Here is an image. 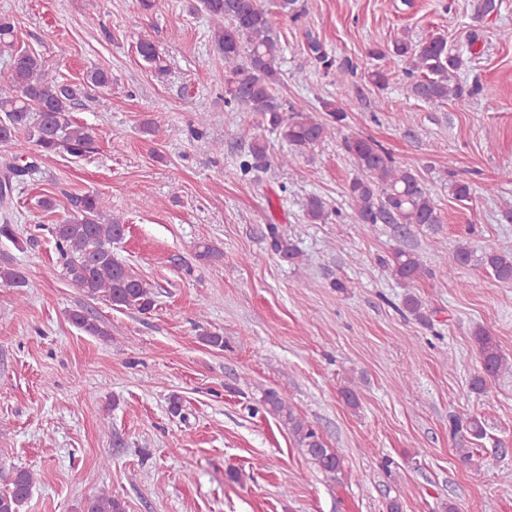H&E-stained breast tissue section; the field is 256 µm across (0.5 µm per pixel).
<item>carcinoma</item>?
Listing matches in <instances>:
<instances>
[{
	"label": "carcinoma",
	"mask_w": 512,
	"mask_h": 512,
	"mask_svg": "<svg viewBox=\"0 0 512 512\" xmlns=\"http://www.w3.org/2000/svg\"><path fill=\"white\" fill-rule=\"evenodd\" d=\"M198 4L212 23L215 49L224 58V105L251 112L258 123L279 130L292 149L291 156L280 159L281 164L291 163L294 157L306 154L336 134L346 119L342 107L326 102L322 113L311 112L303 105L287 107L276 92L281 81V47L275 30L285 18L293 23L299 21L302 13L295 7L296 0H279L276 12L264 8L260 0H198ZM2 53L10 58L11 69L7 80L0 83V148H12L21 134L33 150L29 162L21 165L14 157L0 171V202L7 204L22 177L36 168L37 158H82L96 152L97 146L89 130L72 117L77 89L48 79L41 56L19 43L16 23L8 14H0ZM137 53L157 75L166 73L151 41H140ZM369 56L403 63L408 91L418 100L433 103L463 96L464 89L456 82L465 64L463 54L448 48V40L442 34H432L418 43L404 36L387 49L369 50ZM391 73V69L379 65L368 72V78L383 90ZM86 81L96 87H109L112 74L95 68L87 72ZM285 111L290 115H283ZM342 146L360 173L349 183L347 194L354 206L355 221L363 229L393 224L402 232L412 224L432 227L441 223L439 208L416 171L398 162L373 139L346 137ZM449 190L458 201L472 200L473 188L466 180H452ZM72 206L73 213L50 229L71 285L85 297L103 300L114 309L151 312L155 306L151 285L132 267L118 261L112 251L124 238L125 221L112 215L108 200L97 191L75 198ZM305 215L312 224H324L329 212L321 198L311 196L305 205ZM268 230L272 248L281 258L291 264L299 259V252L279 233L277 225H269ZM472 258L470 246L462 241L443 262L467 265ZM479 263L498 281L511 284L512 242L505 241L484 252ZM387 264L398 280L407 283L425 273L419 255L403 247L393 249ZM0 283L23 288L27 280L21 270L0 265ZM69 321L90 336L108 335L98 317L84 308L70 311ZM473 336L481 375L473 379L472 389L483 392L487 381L512 371V364L487 330L479 328ZM261 405L288 429L321 471L336 475L342 470L343 459L338 449L328 447L316 429L277 390H263ZM450 433L454 437L466 433L476 441L484 437L485 429L474 417L454 418ZM34 484V474L29 470L13 471L6 480V488L0 491V512H21ZM81 512L125 509L120 500L102 490L83 502Z\"/></svg>",
	"instance_id": "cac0c4a2"
}]
</instances>
